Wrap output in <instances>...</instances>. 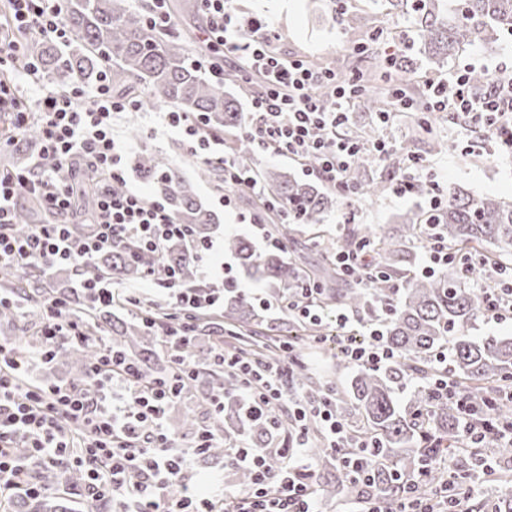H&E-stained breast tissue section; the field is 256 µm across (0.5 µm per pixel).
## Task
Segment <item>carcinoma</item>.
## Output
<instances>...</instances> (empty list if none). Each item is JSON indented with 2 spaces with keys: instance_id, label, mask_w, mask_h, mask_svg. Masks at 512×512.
Here are the masks:
<instances>
[{
  "instance_id": "1",
  "label": "carcinoma",
  "mask_w": 512,
  "mask_h": 512,
  "mask_svg": "<svg viewBox=\"0 0 512 512\" xmlns=\"http://www.w3.org/2000/svg\"><path fill=\"white\" fill-rule=\"evenodd\" d=\"M392 8L406 9L414 19L418 51L440 66L460 48L495 39L512 28V0H385ZM65 20L73 33L68 49L57 51L44 45L36 54L44 71L64 78L98 83L107 72L112 91L119 95L136 92V82L149 89L148 99L171 103L181 112L204 113L212 130L222 133L239 129L244 117L239 94L202 77L190 62L187 46L178 38L147 24L145 14L130 7L127 0H68ZM235 159L251 169L252 156L247 136L238 135ZM136 169L152 181L171 213L191 225L199 239L210 237L214 217L193 197L189 181L169 167L163 157L145 153L138 156ZM261 203L270 202L290 223L274 224V234L283 247L260 251L240 235L224 236V251L233 256L245 275L272 287L280 301L294 293L298 279L311 280L320 288L317 303L355 311L365 322L375 319L381 306L391 302L392 312L384 322L386 341L399 353L398 361L383 370L354 369L340 397L339 411L348 420L350 439L344 451L350 457L373 458L368 481L343 473L331 452L310 434V454L314 463L313 483L318 497L336 499V506L364 508L375 501L384 512L399 507L402 487L413 481L417 494L448 485V496H475L476 512H512V447H475L458 426L456 401L435 399L427 386L412 392L405 408H400L396 386L413 378L426 381L448 376L460 389L480 397L488 389L508 384L512 378V338L466 335L467 327L482 312L481 297L465 286L458 269L451 264L439 275H410L415 254L407 243L437 234L465 255L487 245L512 247V200L452 193L441 208L426 215L405 214L396 236L382 230L351 228L336 241V250H350L361 243L377 256L382 274L364 285L346 282L331 258L323 260L308 274L288 257V241L302 233L301 224L318 225L332 206V197L316 186L300 181L281 170L260 173ZM41 206L17 209L13 229L22 235L35 221H44ZM180 267L187 283L197 281L199 265L178 242L163 249L160 259L146 257L138 263L114 251L100 259L95 268L119 284L138 280L147 267L158 279L166 268ZM40 275L29 271L21 276L0 270V290L23 295L37 306L45 298ZM72 308L83 316L90 335H110L117 348L148 376L167 380L173 366L154 349L155 336L147 325L167 319L160 308L143 309L134 324L112 320V312L93 306L82 296L71 298ZM224 329L238 337L240 352L269 358L282 352V341L269 334L273 327L252 299L231 286L225 287ZM97 348L88 342L65 349L60 358L71 361L83 375L87 361ZM448 354V369L437 365V356ZM292 378L315 395L322 387L302 366ZM208 384L224 387L230 425L226 438H244L259 448L273 447L270 429L247 415L237 398L238 385L232 377L208 375ZM360 440L372 441L373 448L355 447ZM480 480L485 488L476 492L468 481ZM57 512H68L67 499L47 494L37 499H20L17 512H43L48 503Z\"/></svg>"
}]
</instances>
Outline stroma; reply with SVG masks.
I'll return each instance as SVG.
<instances>
[{
	"mask_svg": "<svg viewBox=\"0 0 512 512\" xmlns=\"http://www.w3.org/2000/svg\"><path fill=\"white\" fill-rule=\"evenodd\" d=\"M344 7L348 15L365 17L372 31L378 32V39L371 42L361 29L331 25L327 0L236 2L239 14L262 18L274 25L279 34L278 47L283 54L303 56L312 64L336 60L345 75L356 69L371 75L376 59L387 53L390 43L400 41L411 45L415 38L410 21L391 14L384 0H345ZM408 56L409 73L404 81V91L418 103L423 100L429 81L448 77L458 70L483 72L512 58V32L501 31L497 41L488 45L463 48L440 68L429 65L417 51L410 49ZM166 110L163 104H146L135 112L117 113L112 119L115 139L127 147L122 163L128 189L154 196L153 184L136 171L135 159L144 152L160 154L167 158L172 168L193 182L200 201L217 215L219 225L213 236L216 245H223L225 235L237 234L249 238L257 248H264L262 229L269 226V219H262L257 226L245 221L246 216L258 212L255 197L239 193L232 206H222L220 188L198 175L202 160L183 143L176 130L163 127L161 115ZM379 136L391 141L394 150L386 164L367 170L366 177L384 182V189L372 198H355L349 205L336 200L319 226L326 241L345 235L346 227L340 219L346 212L350 213L353 224L387 231L395 227L401 215L429 211V195L399 197L386 185L389 169L402 167L410 153L427 161L428 167L420 179L426 184L436 183L441 199H448L450 192L456 189L479 196L512 198V158H494V145L480 127L460 129L450 123L443 112L426 116L418 112H399L391 123L380 126ZM335 316L332 310L323 316L325 345L300 346L298 355L310 373L341 390L351 372L336 367Z\"/></svg>",
	"mask_w": 512,
	"mask_h": 512,
	"instance_id": "stroma-1",
	"label": "stroma"
}]
</instances>
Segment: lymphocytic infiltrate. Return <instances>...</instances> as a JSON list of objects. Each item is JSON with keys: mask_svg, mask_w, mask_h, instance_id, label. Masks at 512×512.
Instances as JSON below:
<instances>
[{"mask_svg": "<svg viewBox=\"0 0 512 512\" xmlns=\"http://www.w3.org/2000/svg\"><path fill=\"white\" fill-rule=\"evenodd\" d=\"M5 2L9 23L16 30L60 45L69 42L63 0ZM199 2L206 19L205 44L211 51L239 56L242 81L259 84L247 117L250 136L277 156L301 160L317 155V178L340 197L352 199L356 191L349 172L367 146L338 136L337 130L349 123V105L363 91L361 73L337 82L333 71L315 70L301 58L275 52L278 33L269 22L241 18L235 0ZM25 54L23 45L0 34V112L11 114L16 134L33 124L41 132L28 166L0 176V270L23 273L39 268L49 291L43 320L32 339L33 351L24 355L13 343L0 342V507L23 495L33 498L44 493V485L30 476V465L36 462L59 473L82 468L88 498L112 505L114 512H317L313 465L305 454L302 423L317 421L327 447L338 449L346 422L337 411L335 387H326L311 400L289 394L285 379L290 359L260 366L238 358L220 342L211 348L209 371L236 374L243 403L256 416L266 418L275 434L283 432L281 409H291L296 445H225L226 461L250 471V486L220 484L211 494L199 491L193 477L209 448L219 444L214 424L224 418V391L205 393L203 401L212 422L200 428L192 445H183L172 435L168 414L198 381V369L184 358L195 337V312L224 306L223 286L211 281L217 248L213 241L197 239L162 201L134 190L114 191V184L124 182L125 172L121 150L112 138V116L139 110L140 102L113 95L106 80L89 90L77 84L29 99L20 84H39L41 68L36 61L26 60ZM326 85L333 86L336 96L331 110L319 96ZM424 109L454 113L464 124L483 123L496 140L499 154H512V64L501 63L479 89L460 71L430 84ZM163 119L167 127L182 129L190 149L204 163L222 166L223 205H231L232 192L242 187L260 193L257 180L226 156L223 136L214 133L203 116L171 110ZM77 160L101 175L97 211L88 231L80 236L70 220L78 191V172L73 167ZM30 195L38 197L57 220L18 236L11 231L13 211ZM173 241L197 257L203 276L202 281L185 284L172 268L163 283L171 290L175 307L158 334L167 349L181 358L177 377L167 382L147 379L123 352L105 341L80 382L29 379L30 367H50L61 349L87 341L81 317L50 288L58 269H84L124 242L131 246L130 259L157 257ZM487 276L489 285L481 295L483 312L496 320L512 318V270L495 268ZM72 291L103 309L117 304L134 308L141 301L139 289L115 287L104 275L78 280ZM350 321L347 314L336 316L343 331L339 350L348 363L379 370L394 362L396 354L384 343L377 325H369L366 335L355 336L347 330ZM429 388L434 396L455 398L473 443L512 445V421L491 415L503 397L499 393L476 399L458 392L445 378L435 379ZM77 448L82 456H74Z\"/></svg>", "mask_w": 512, "mask_h": 512, "instance_id": "lymphocytic-infiltrate-1", "label": "lymphocytic infiltrate"}]
</instances>
